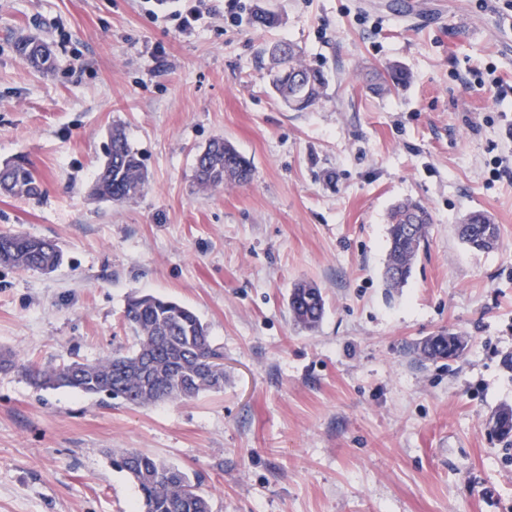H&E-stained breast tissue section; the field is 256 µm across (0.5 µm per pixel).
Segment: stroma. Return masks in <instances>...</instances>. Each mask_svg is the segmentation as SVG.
<instances>
[{"label": "stroma", "instance_id": "stroma-1", "mask_svg": "<svg viewBox=\"0 0 512 512\" xmlns=\"http://www.w3.org/2000/svg\"><path fill=\"white\" fill-rule=\"evenodd\" d=\"M190 2L0 0V165L46 188L0 194V231L63 252L49 274L0 266V512H132L116 449L200 473L214 512H512V445L488 429L512 405V0H269L272 29L253 26L257 0L234 22L202 0L184 32ZM22 36L50 44L52 73ZM278 41L330 78L308 111L269 90ZM395 63L409 82L370 92ZM116 126L146 175L123 203L93 194ZM218 136L250 184L199 189ZM406 199L433 223L392 291L387 216ZM471 211L498 225L492 252L458 239ZM300 282L325 301L312 332L288 314ZM134 293L196 312L223 389L129 407L25 376L133 350ZM448 331L464 356L421 363L414 345ZM35 41L29 38H21L19 40V52L25 59L41 71L43 74H49L53 68L52 56L43 58L41 52L38 50V45L34 44Z\"/></svg>", "mask_w": 512, "mask_h": 512}]
</instances>
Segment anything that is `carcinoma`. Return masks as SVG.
Wrapping results in <instances>:
<instances>
[{
  "label": "carcinoma",
  "mask_w": 512,
  "mask_h": 512,
  "mask_svg": "<svg viewBox=\"0 0 512 512\" xmlns=\"http://www.w3.org/2000/svg\"><path fill=\"white\" fill-rule=\"evenodd\" d=\"M254 23L271 27L281 22L280 15L263 4L256 6ZM19 52L44 74L53 68L52 56L44 57L38 45L29 38L19 40ZM267 79L272 90L297 112L319 103L329 85L324 72L304 63L301 51L288 44V57L268 49ZM195 179L201 189H216L227 184H248L254 168L230 142L217 138L195 157ZM146 178L137 153L130 146L125 132L115 127L105 148V159L95 178V193L116 203L142 195ZM0 190L16 197L37 199L43 194V182L33 168L13 163L0 168ZM432 217L419 202L406 200L394 205L388 214V252L384 271L387 287L402 288L412 276L420 252L426 246ZM459 238L470 249L490 252L498 244L499 228L483 213H471L457 227ZM62 254L48 239L18 233L0 232V265L21 270L56 267ZM292 321L314 330L324 315L320 288L298 283L288 298ZM124 321L137 339L135 349L114 353L93 363H82L84 374L73 373V364L60 368L41 369L26 366L25 373L41 388L68 387L89 396L109 390L112 398L134 407L160 401H185L198 396L209 386L195 383L202 367L211 356L219 355L208 327L190 308L175 301L151 294H134L127 300ZM467 340L441 333L420 342L416 347L426 361H456L466 350ZM151 360L154 377L145 381L136 371V363ZM505 421L512 438V406L501 405L492 413L489 431ZM112 466L126 473L139 492L136 512H213V496L202 489L203 481L196 475L159 458L133 450L112 451Z\"/></svg>",
  "instance_id": "carcinoma-1"
}]
</instances>
